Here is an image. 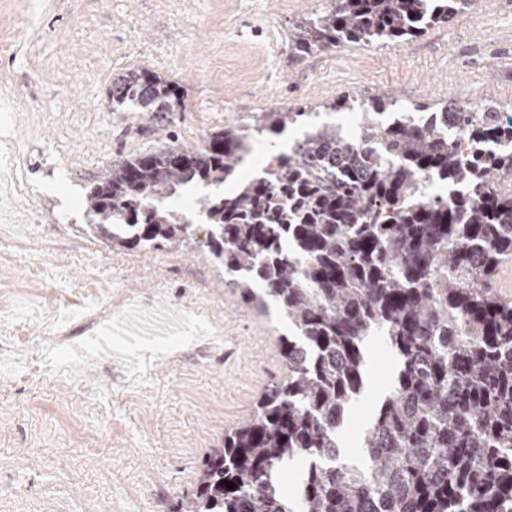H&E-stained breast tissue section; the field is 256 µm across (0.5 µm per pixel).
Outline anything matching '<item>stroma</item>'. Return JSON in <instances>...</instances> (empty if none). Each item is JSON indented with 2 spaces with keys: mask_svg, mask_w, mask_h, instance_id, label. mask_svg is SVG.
<instances>
[{
  "mask_svg": "<svg viewBox=\"0 0 512 512\" xmlns=\"http://www.w3.org/2000/svg\"><path fill=\"white\" fill-rule=\"evenodd\" d=\"M328 5L0 0V512H172L284 372L287 323L225 287L205 229L180 248L114 251L86 230L92 177L173 139L197 145L262 105L309 111L387 89L406 108L512 110V0H479L401 44L266 55L267 24L286 32ZM132 66L181 84L185 110H113L112 79ZM158 303L182 321L178 342L110 335L131 306ZM105 335L122 358L72 378L69 357ZM395 369L372 338L369 395L346 417L342 448L359 447Z\"/></svg>",
  "mask_w": 512,
  "mask_h": 512,
  "instance_id": "35a3bbf8",
  "label": "stroma"
}]
</instances>
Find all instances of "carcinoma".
I'll return each mask as SVG.
<instances>
[{
	"label": "carcinoma",
	"mask_w": 512,
	"mask_h": 512,
	"mask_svg": "<svg viewBox=\"0 0 512 512\" xmlns=\"http://www.w3.org/2000/svg\"><path fill=\"white\" fill-rule=\"evenodd\" d=\"M477 3L330 0L288 49L399 41ZM110 97L115 110L185 108L181 87L146 68L113 79ZM356 109L354 131L314 123L286 152L272 137L312 113L262 109L244 130L132 155L89 185L93 237L118 251L181 247L198 225L168 200L234 177L254 136L270 147L260 173L199 212L224 285L287 318L286 374L224 431L178 512H512V302L494 287L512 257V123L492 105L401 112L386 92L325 106ZM371 336L397 369L360 467L338 433L364 395ZM290 462L304 465L296 502L276 479Z\"/></svg>",
	"instance_id": "carcinoma-1"
}]
</instances>
